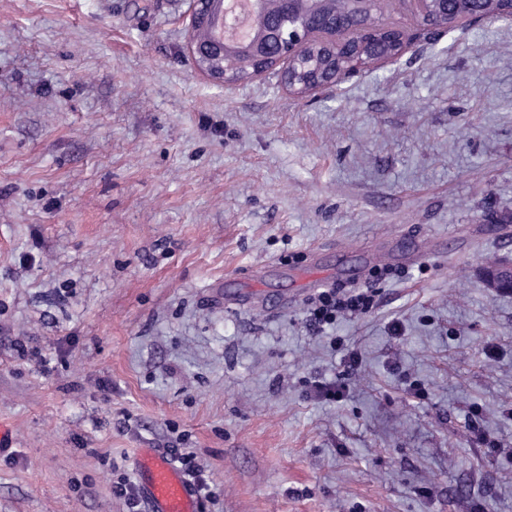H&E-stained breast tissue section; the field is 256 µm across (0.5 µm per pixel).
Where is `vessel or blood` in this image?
I'll use <instances>...</instances> for the list:
<instances>
[{"mask_svg":"<svg viewBox=\"0 0 512 512\" xmlns=\"http://www.w3.org/2000/svg\"><path fill=\"white\" fill-rule=\"evenodd\" d=\"M135 469L140 496L149 512H200L195 490L167 456L144 451Z\"/></svg>","mask_w":512,"mask_h":512,"instance_id":"1","label":"vessel or blood"}]
</instances>
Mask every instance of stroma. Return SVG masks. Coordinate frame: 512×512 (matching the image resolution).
<instances>
[{"instance_id": "1", "label": "stroma", "mask_w": 512, "mask_h": 512, "mask_svg": "<svg viewBox=\"0 0 512 512\" xmlns=\"http://www.w3.org/2000/svg\"><path fill=\"white\" fill-rule=\"evenodd\" d=\"M189 6L0 0V512H128L149 448L200 512H512V21L301 98ZM481 275L486 288L491 291L512 290V261L502 260L496 267L482 269ZM373 295L363 288H328L322 291L309 309L310 325L322 332L332 324L337 313L362 314L372 307Z\"/></svg>"}]
</instances>
